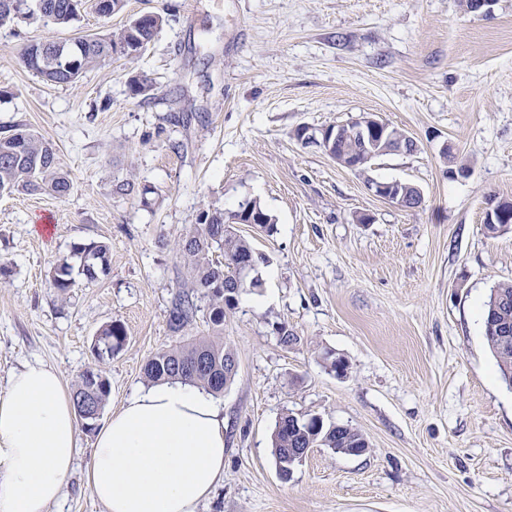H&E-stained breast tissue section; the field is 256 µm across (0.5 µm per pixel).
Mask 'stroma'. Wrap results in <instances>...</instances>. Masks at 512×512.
Instances as JSON below:
<instances>
[{"label":"stroma","mask_w":512,"mask_h":512,"mask_svg":"<svg viewBox=\"0 0 512 512\" xmlns=\"http://www.w3.org/2000/svg\"><path fill=\"white\" fill-rule=\"evenodd\" d=\"M144 12L166 19L147 50L76 85L21 62L29 45ZM136 75L151 99L131 95ZM371 115L417 151L358 172L295 137ZM14 124L50 138L70 190L0 195V393L31 360L70 387L98 366L104 409L118 407L155 353L210 331L202 315L180 335L168 326L180 233L208 204L254 199L274 231L236 227L267 261L261 288L224 316L238 370L221 394L224 477L200 512H512V387L483 323L491 289L512 281V231L484 228L490 200L512 199V0L477 13L460 0H126L67 28L16 17L0 24V128ZM446 149L468 177L451 174ZM126 179L134 191L117 194ZM371 179L424 201L399 209ZM94 240L110 246L106 273L60 294L56 269ZM115 320L126 343L98 362L95 336ZM288 412L352 427L368 448L311 449L281 479L271 436ZM94 441L80 429L47 512H105L86 484Z\"/></svg>","instance_id":"obj_1"}]
</instances>
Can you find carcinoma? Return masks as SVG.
I'll list each match as a JSON object with an SVG mask.
<instances>
[{
	"label": "carcinoma",
	"mask_w": 512,
	"mask_h": 512,
	"mask_svg": "<svg viewBox=\"0 0 512 512\" xmlns=\"http://www.w3.org/2000/svg\"><path fill=\"white\" fill-rule=\"evenodd\" d=\"M91 8L103 18L123 10L125 0H90ZM85 0H0V23L15 16L50 20L59 27H68L77 20ZM165 18L146 12L131 18L127 24L110 34H89L69 41H50L48 47L32 45L22 54L24 65L40 74L46 81L73 85L89 68L113 58L139 57L163 26ZM388 154L386 143L373 147L354 133H346L336 140L333 157L341 162L351 160L358 164L370 158ZM70 183L59 166L53 142L43 134L21 124L0 136V194L50 191L59 196L67 194ZM261 218L265 230H274V219L256 200L241 202L234 211L215 205L204 207L196 222L185 229L178 240L180 258L187 277L182 290L172 303L169 314L170 329L180 333L192 324L200 307L198 297L208 301L206 322L212 325V334L192 339L188 343L157 352L144 367L150 381L177 379L201 385L215 393L224 391L226 379L236 371L224 369V364L235 357L234 351L219 339L223 335L224 312L236 305L238 293L224 291V283L233 279L237 265L248 260L254 269L265 262V257L251 243L235 232L234 225L251 218ZM110 247L105 242L79 244L72 250L74 263L63 262L56 271L54 284L61 294H68L74 286L71 278L73 264L89 282L106 272ZM220 257H215V254ZM497 299H506L508 308H497L487 301L484 309L485 338L493 353L503 380L512 383V340L501 341V322L507 321L512 336V281L493 288ZM126 330L122 323L113 321L97 333L92 346L99 360L110 358L124 347ZM110 394V384L98 368L83 371L72 390L73 403L94 396L97 407H104ZM289 414L282 415L272 435V454L288 472L290 448H366L368 444L356 430L325 424L317 417L303 419L295 429L288 425Z\"/></svg>",
	"instance_id": "obj_1"
}]
</instances>
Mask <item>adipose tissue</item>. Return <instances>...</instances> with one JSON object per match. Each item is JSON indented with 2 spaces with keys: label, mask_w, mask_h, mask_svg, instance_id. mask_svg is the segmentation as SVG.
Here are the masks:
<instances>
[{
  "label": "adipose tissue",
  "mask_w": 512,
  "mask_h": 512,
  "mask_svg": "<svg viewBox=\"0 0 512 512\" xmlns=\"http://www.w3.org/2000/svg\"><path fill=\"white\" fill-rule=\"evenodd\" d=\"M71 393L39 362L0 394V512H47L73 469ZM224 404L204 387H140L99 428L87 486L106 512H199L224 476Z\"/></svg>",
  "instance_id": "adipose-tissue-1"
}]
</instances>
